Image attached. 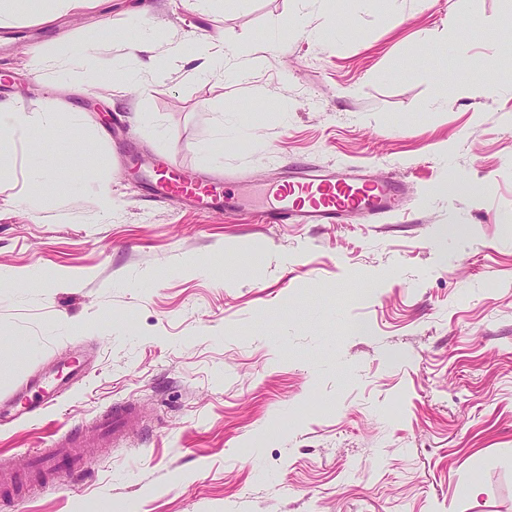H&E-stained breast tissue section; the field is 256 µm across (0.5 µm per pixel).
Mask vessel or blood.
Masks as SVG:
<instances>
[{"instance_id": "1", "label": "vessel or blood", "mask_w": 512, "mask_h": 512, "mask_svg": "<svg viewBox=\"0 0 512 512\" xmlns=\"http://www.w3.org/2000/svg\"><path fill=\"white\" fill-rule=\"evenodd\" d=\"M401 190V183L388 176H352L314 165L294 167L281 177L273 205L262 210L260 217L266 224H343L356 216L377 222L394 211ZM150 191L153 197H179L201 209L230 210L238 205L234 196L225 193L221 181H199L194 174L164 161L155 170ZM83 368V360H76L70 371L57 375L49 392L20 394L19 402L30 413L46 408L78 382ZM140 421L141 411L136 406H113L92 424L56 439L52 447L30 451L18 465L43 473L64 466L81 468L88 452L123 440Z\"/></svg>"}]
</instances>
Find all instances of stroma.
<instances>
[{
  "mask_svg": "<svg viewBox=\"0 0 512 512\" xmlns=\"http://www.w3.org/2000/svg\"><path fill=\"white\" fill-rule=\"evenodd\" d=\"M510 28L512 0L0 6V102L79 118L69 145L31 130L39 160L0 147V468L113 403L148 418L82 472L20 476L0 512H512V70L488 74ZM116 30L151 39L163 77ZM189 39L223 43V75L175 54ZM39 48L60 63L33 67ZM161 159L223 171L240 209L151 200ZM302 164L396 175L406 213L259 223ZM84 351L56 405L3 408ZM7 2L31 8L42 16L53 17L56 14H69L93 8L95 0H19Z\"/></svg>",
  "mask_w": 512,
  "mask_h": 512,
  "instance_id": "1",
  "label": "stroma"
}]
</instances>
